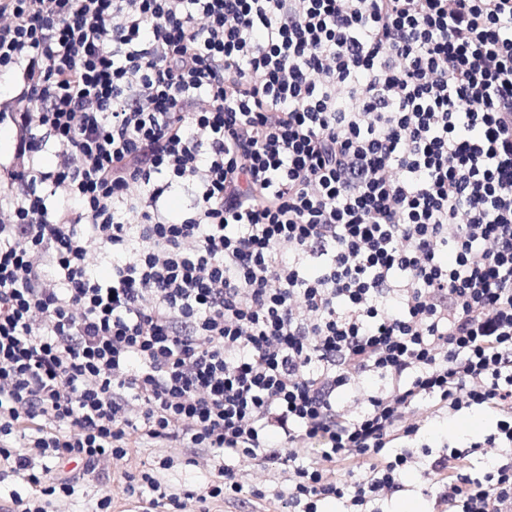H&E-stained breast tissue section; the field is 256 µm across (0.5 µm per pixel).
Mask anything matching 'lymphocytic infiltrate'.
Wrapping results in <instances>:
<instances>
[{
	"label": "lymphocytic infiltrate",
	"mask_w": 512,
	"mask_h": 512,
	"mask_svg": "<svg viewBox=\"0 0 512 512\" xmlns=\"http://www.w3.org/2000/svg\"><path fill=\"white\" fill-rule=\"evenodd\" d=\"M0 78L10 512H512V0H0ZM474 420H478L480 422V426L476 430L471 429V423ZM448 421H453L455 423H448ZM491 425L492 419L486 414L479 412L457 420L437 418L431 420L426 425L422 440L424 443L432 446L431 448L433 449V452H435L440 448L436 446H441L445 442H448L450 446H462L461 436L463 434L468 439L467 442L481 441L484 435L491 428ZM154 448H140L137 453H134L129 460L127 461V464L124 466V468L135 471L142 468V464L146 463L148 464H155L157 463L161 458L170 455L173 453L172 448H159L163 445H154ZM105 472L108 473L107 478L86 483L75 496L63 501L60 504L61 512H90L88 510L92 509L94 500L104 493L113 498L112 512H137V504L124 496L116 476L115 481H112V462L108 464ZM208 472L203 467L178 466L172 470L166 471L167 479L177 485H184L191 482L193 485L202 483ZM409 490L405 491L386 503L382 508L384 512H400L406 506H410L416 512H432V497L425 495L420 489L421 477L414 471L407 472L403 477ZM249 500L245 502H234V503H216L212 505V512H285L283 504L276 499H269L267 501L251 500V497H246Z\"/></svg>",
	"instance_id": "1"
}]
</instances>
